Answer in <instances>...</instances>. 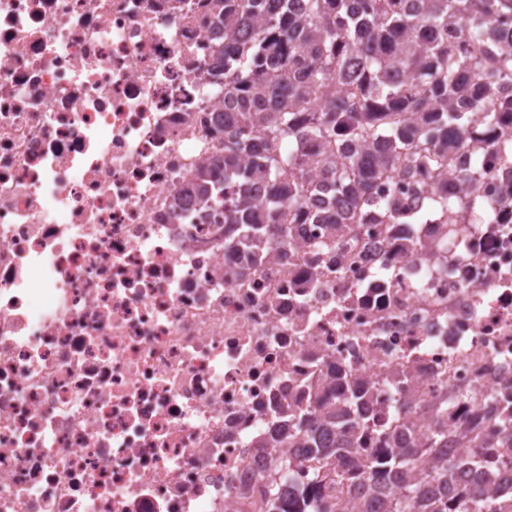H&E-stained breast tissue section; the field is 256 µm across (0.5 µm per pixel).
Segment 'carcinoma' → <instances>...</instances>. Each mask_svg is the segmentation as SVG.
<instances>
[{
	"label": "carcinoma",
	"mask_w": 512,
	"mask_h": 512,
	"mask_svg": "<svg viewBox=\"0 0 512 512\" xmlns=\"http://www.w3.org/2000/svg\"><path fill=\"white\" fill-rule=\"evenodd\" d=\"M279 0H213L224 23V116L217 131L242 128L254 140L250 161L235 153L198 173L199 190H222L215 171L263 179L269 196L230 200V224L256 235L263 224H297L308 208L312 174L329 187H351L371 200L386 224H425L436 212L447 223L487 224L478 185L484 157L512 158V47L492 35L512 17V0H301L297 12ZM288 142V153L281 145ZM447 176L462 193V210L448 200V184L418 209L394 197H372L390 175ZM502 441H479L467 460L428 449L377 448L370 490L395 478L403 494L385 512H512L500 497L460 484L459 467L492 462L512 452V417ZM335 448L308 459L315 483L295 501L277 494L291 472L283 457L243 512H341L322 491L360 482L356 470L336 468Z\"/></svg>",
	"instance_id": "1"
}]
</instances>
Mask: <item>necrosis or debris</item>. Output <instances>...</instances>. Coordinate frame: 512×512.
Here are the masks:
<instances>
[{
	"mask_svg": "<svg viewBox=\"0 0 512 512\" xmlns=\"http://www.w3.org/2000/svg\"><path fill=\"white\" fill-rule=\"evenodd\" d=\"M211 0H0V512H238L298 418L357 457L512 415V165L491 224L224 221ZM411 427H403V412Z\"/></svg>",
	"mask_w": 512,
	"mask_h": 512,
	"instance_id": "necrosis-or-debris-1",
	"label": "necrosis or debris"
}]
</instances>
